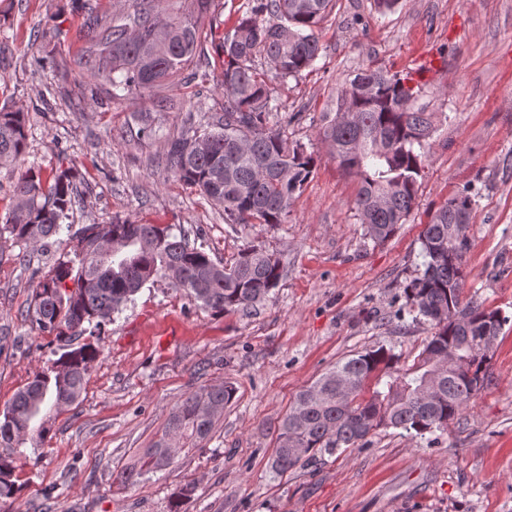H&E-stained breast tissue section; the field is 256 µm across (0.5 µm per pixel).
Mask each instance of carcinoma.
Wrapping results in <instances>:
<instances>
[{
    "mask_svg": "<svg viewBox=\"0 0 512 512\" xmlns=\"http://www.w3.org/2000/svg\"><path fill=\"white\" fill-rule=\"evenodd\" d=\"M335 8L336 0H256L252 15L222 37L224 115L167 143L168 170L222 205L226 223H286L295 194L313 175L317 158L288 141L270 120L273 96L267 73L285 79L313 67L321 51L317 29ZM163 9V0H127L121 15L96 19L97 32L79 64L111 85L108 94L166 87L201 48L197 22H164ZM265 12L276 21H258ZM258 56L262 70L255 65ZM419 94L386 70H361L336 89L331 99L335 115L319 131L339 165L357 179L356 216L376 242L389 239L416 203L421 150L434 132V113L417 104ZM27 140V114L0 109V167L19 162ZM73 187L69 169L57 171L46 185L35 168H28L13 185L0 240L26 249L47 248L69 219ZM474 205L466 185L435 212L422 233L423 270L404 294L432 333L414 364L394 372L398 358L380 347L336 364L298 392L279 426L274 471L286 473L303 461L355 448L379 428L421 438L445 431L488 387L489 361L476 359L473 347L486 334L499 337L508 318L498 309L462 299L467 240L450 234L451 225L470 223ZM104 237L116 247L98 254L96 244ZM77 240L74 257L55 261L33 288L26 316L62 343V353L0 413V505L16 492L15 456L23 454L28 442L38 449L50 432L52 414L77 403L85 390L99 350L91 343L76 346L75 339L101 332L145 284L166 278L172 263L182 274L174 286L219 314L244 312L264 301L282 275L280 260L259 247L244 248L233 263L223 264L156 224L121 219L89 224L77 232ZM451 305L465 317L453 328L442 318ZM441 354L455 364L438 365ZM373 375L377 389L370 398H360ZM234 395L224 385L188 396L164 435L208 437L213 416ZM171 460L158 441L133 466L117 471L113 481L131 484Z\"/></svg>",
    "mask_w": 512,
    "mask_h": 512,
    "instance_id": "carcinoma-1",
    "label": "carcinoma"
}]
</instances>
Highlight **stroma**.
<instances>
[{"label":"stroma","instance_id":"stroma-1","mask_svg":"<svg viewBox=\"0 0 512 512\" xmlns=\"http://www.w3.org/2000/svg\"><path fill=\"white\" fill-rule=\"evenodd\" d=\"M0 0V108L27 113V154L0 168V221L11 185L29 167L43 179L75 175L71 225L26 264L0 257V411L60 355L55 337L26 317L38 270L73 253L75 229L129 219L171 227L229 262L255 245L282 277L251 312L217 314L159 279L142 288L103 334L78 403L55 415L38 451L14 462L5 512H512V0H337L318 32L321 51L301 76L272 80L289 141L318 157L283 224H228L221 205L168 171L164 146L222 116L219 40L179 82L109 98L77 60L93 32L88 14L125 0ZM379 65L422 86L435 114L414 209L385 242L364 235L357 181L319 138L337 87ZM478 191L467 231L464 296L510 316L490 364L491 384L449 424L415 438L395 429L283 474L270 461L296 393L337 362L379 346L412 365L431 329L404 288L423 262L421 235L459 188ZM234 388L202 441L181 439L173 463L126 487L112 473L160 439L187 396Z\"/></svg>","mask_w":512,"mask_h":512}]
</instances>
